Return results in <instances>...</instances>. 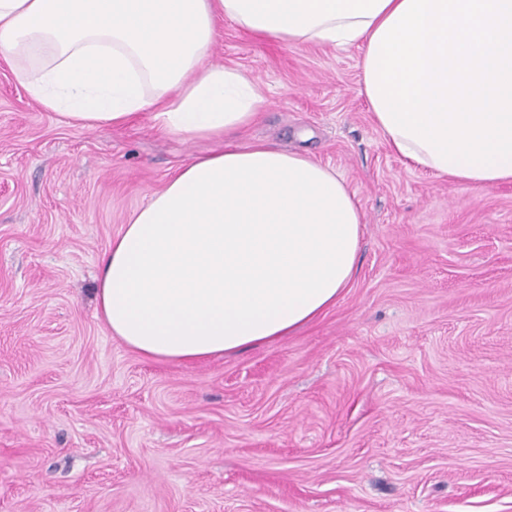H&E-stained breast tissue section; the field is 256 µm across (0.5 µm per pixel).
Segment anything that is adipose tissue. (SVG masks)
I'll return each mask as SVG.
<instances>
[{
    "mask_svg": "<svg viewBox=\"0 0 512 512\" xmlns=\"http://www.w3.org/2000/svg\"><path fill=\"white\" fill-rule=\"evenodd\" d=\"M256 40L361 48L390 149L482 190L512 183V0H0V57L70 125L150 114L210 143L138 208L96 288L111 336L191 364L291 335L351 285L364 214L336 170L248 130L265 102L211 62L219 23Z\"/></svg>",
    "mask_w": 512,
    "mask_h": 512,
    "instance_id": "ef3b65f1",
    "label": "adipose tissue"
}]
</instances>
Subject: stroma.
<instances>
[{
  "instance_id": "1",
  "label": "stroma",
  "mask_w": 512,
  "mask_h": 512,
  "mask_svg": "<svg viewBox=\"0 0 512 512\" xmlns=\"http://www.w3.org/2000/svg\"><path fill=\"white\" fill-rule=\"evenodd\" d=\"M360 54L222 25L267 97L249 137L335 168L365 224L336 306L195 365L113 339L95 288L205 143L65 125L0 60V512H512V184L393 153Z\"/></svg>"
}]
</instances>
